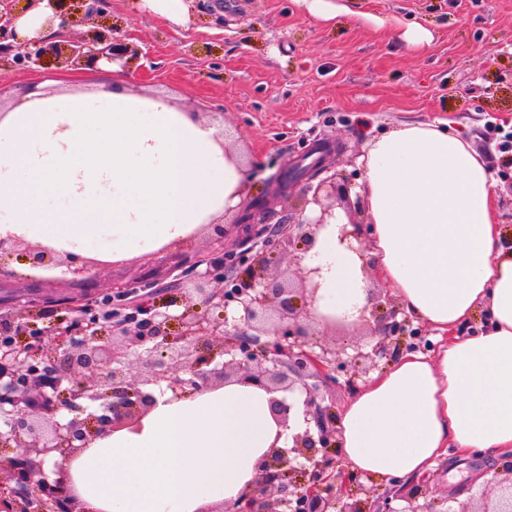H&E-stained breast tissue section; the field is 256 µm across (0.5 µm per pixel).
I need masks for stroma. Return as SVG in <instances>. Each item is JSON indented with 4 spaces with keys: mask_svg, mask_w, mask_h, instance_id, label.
<instances>
[{
    "mask_svg": "<svg viewBox=\"0 0 512 512\" xmlns=\"http://www.w3.org/2000/svg\"><path fill=\"white\" fill-rule=\"evenodd\" d=\"M344 13L336 22L315 17L303 0H186L173 22L147 0H66V35L126 44L116 64L79 66L46 57L41 65L0 58V111L32 93L63 100L85 97L108 109L115 85L133 96L162 99L198 120L224 127L226 145L250 173L246 196L260 194L283 162L301 161L312 144L337 146L330 173L360 199L362 158L369 142L402 124L442 119L487 160L505 243L512 247V155L500 153L493 127L512 129V0H332ZM386 19L378 27L376 18ZM432 34L419 49L401 38L407 24ZM207 237L180 252L138 255L107 263L82 281L52 271L45 294L105 293L115 282L169 279L179 256L208 251ZM315 340L348 360L329 400L336 411L387 368L355 359L366 337L332 334L313 326ZM504 463L449 453L428 474L421 505L433 512H476L487 484L503 477Z\"/></svg>",
    "mask_w": 512,
    "mask_h": 512,
    "instance_id": "35a3bbf8",
    "label": "stroma"
}]
</instances>
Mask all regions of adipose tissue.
I'll return each mask as SVG.
<instances>
[{
    "instance_id": "1",
    "label": "adipose tissue",
    "mask_w": 512,
    "mask_h": 512,
    "mask_svg": "<svg viewBox=\"0 0 512 512\" xmlns=\"http://www.w3.org/2000/svg\"><path fill=\"white\" fill-rule=\"evenodd\" d=\"M244 186L213 129L119 86L104 112L81 97L34 99L0 121V234L32 243L82 254L108 229L113 254L134 255L236 206ZM364 196L380 278L440 346L433 358L403 352L344 408L345 460L402 479L452 449L512 454V255L499 248L490 167L446 121L409 123L370 144ZM339 233L321 230L306 262L321 269L317 313L353 319L368 284ZM480 307L488 328L459 335ZM278 431L264 390L167 393L138 430L97 439L72 471L94 512H197L236 502Z\"/></svg>"
}]
</instances>
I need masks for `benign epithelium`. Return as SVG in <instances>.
Wrapping results in <instances>:
<instances>
[{
    "mask_svg": "<svg viewBox=\"0 0 512 512\" xmlns=\"http://www.w3.org/2000/svg\"><path fill=\"white\" fill-rule=\"evenodd\" d=\"M66 51L94 65L116 60L122 47L108 40L72 41ZM60 52L54 43L16 41L10 0H0V55L12 53L31 66ZM323 172L316 163L292 166L269 181L277 196L288 193L293 180L306 181L299 212L274 224L268 223L269 196L243 200L233 223L238 244L247 246L240 255L224 250L227 226L211 221L204 225L211 249L195 257L190 274L164 285L117 282L100 297L54 299L28 290L0 315V477L10 484V492L0 497V512H24L33 497L53 512H85L71 461L99 438L140 427L157 405L149 388L162 382L175 398L227 383L262 389L271 394V413L284 428L293 405L281 394L297 391L304 395V417L314 423L259 459L255 478L237 503L197 512H396L388 493L375 500L344 498L352 474L336 468V414L326 403L341 363L336 349L310 342L309 325L371 326L378 341L362 358L372 362L388 355L391 341L405 334L418 338L420 332L407 330L397 321L399 309L375 292L351 323L335 316L315 320L320 268L304 260L336 210L344 215L340 239L363 258V275L369 270L363 224L353 218L356 204L336 176L320 178ZM325 194L333 204L322 202ZM311 204L319 208L313 218L305 216ZM265 235L275 238L282 252L294 253L297 282L286 271H271L269 257L258 247ZM17 251L35 271L61 268L83 276L102 266L70 251L0 235V255ZM232 304L239 318L211 316L213 308ZM172 307L180 312H170ZM40 320L46 321L42 327ZM49 457L56 458L50 476ZM506 470L509 477L490 482L481 512H512V463ZM425 487L421 482L395 494L408 504L402 512H422L417 501Z\"/></svg>",
    "mask_w": 512,
    "mask_h": 512,
    "instance_id": "obj_1",
    "label": "benign epithelium"
}]
</instances>
